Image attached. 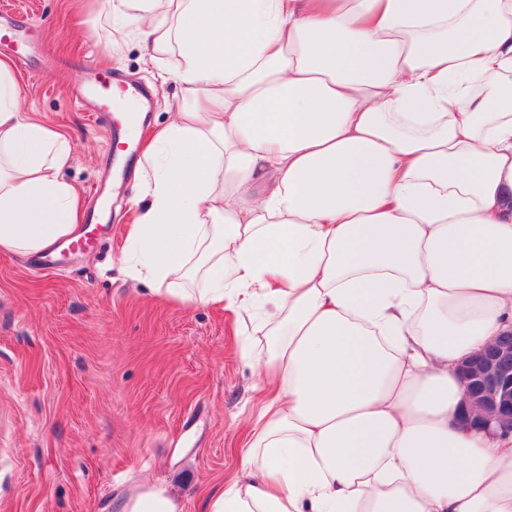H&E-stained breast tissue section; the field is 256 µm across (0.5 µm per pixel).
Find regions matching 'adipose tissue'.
<instances>
[{"label": "adipose tissue", "mask_w": 512, "mask_h": 512, "mask_svg": "<svg viewBox=\"0 0 512 512\" xmlns=\"http://www.w3.org/2000/svg\"><path fill=\"white\" fill-rule=\"evenodd\" d=\"M106 2L180 58L123 269L264 338L204 512H512V435L464 421L457 371L512 327V0ZM70 158L0 60V253L77 233Z\"/></svg>", "instance_id": "adipose-tissue-1"}]
</instances>
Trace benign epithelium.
<instances>
[{
    "instance_id": "benign-epithelium-1",
    "label": "benign epithelium",
    "mask_w": 512,
    "mask_h": 512,
    "mask_svg": "<svg viewBox=\"0 0 512 512\" xmlns=\"http://www.w3.org/2000/svg\"><path fill=\"white\" fill-rule=\"evenodd\" d=\"M461 374L471 422L512 434V329L471 357Z\"/></svg>"
}]
</instances>
